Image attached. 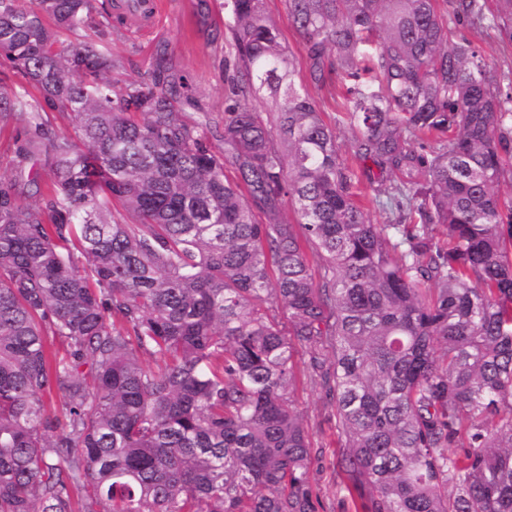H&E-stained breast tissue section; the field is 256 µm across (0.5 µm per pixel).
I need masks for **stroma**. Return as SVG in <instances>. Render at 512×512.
I'll return each instance as SVG.
<instances>
[{
	"label": "stroma",
	"instance_id": "stroma-1",
	"mask_svg": "<svg viewBox=\"0 0 512 512\" xmlns=\"http://www.w3.org/2000/svg\"><path fill=\"white\" fill-rule=\"evenodd\" d=\"M222 0H161L154 33L142 36L125 26H105L99 15L79 34L64 33L67 43H103L111 47L113 77L119 84L153 83L187 77L193 84L190 98H177L175 106L186 119L203 128L213 146L223 147L224 99L227 93L225 28ZM266 10L276 21L291 56L295 81L317 101L323 118L334 123L336 103L328 89L315 87L302 38L288 17L285 0H266ZM468 38L486 56L502 79L503 90L512 89V38L491 26H452L449 38ZM297 381L293 398L320 455L312 469L322 512H343L336 484L338 444L336 419L323 395L308 376L304 354H297Z\"/></svg>",
	"mask_w": 512,
	"mask_h": 512
}]
</instances>
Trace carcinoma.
I'll list each match as a JSON object with an SVG mask.
<instances>
[{
	"instance_id": "carcinoma-1",
	"label": "carcinoma",
	"mask_w": 512,
	"mask_h": 512,
	"mask_svg": "<svg viewBox=\"0 0 512 512\" xmlns=\"http://www.w3.org/2000/svg\"><path fill=\"white\" fill-rule=\"evenodd\" d=\"M286 3L355 164L265 0L221 3L222 149L187 79L119 88L64 44L90 0H0V512H318L298 348L353 512H512V93L448 45L485 2Z\"/></svg>"
}]
</instances>
